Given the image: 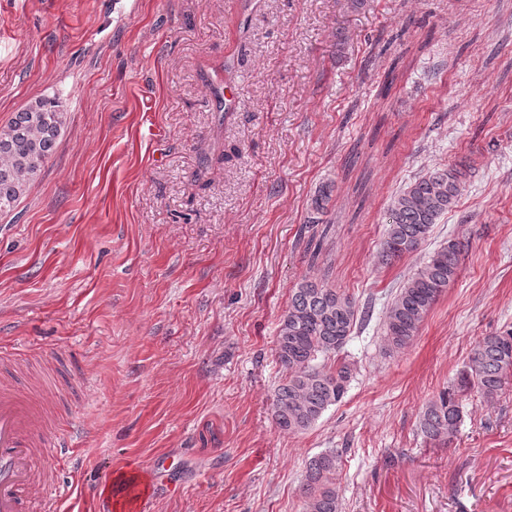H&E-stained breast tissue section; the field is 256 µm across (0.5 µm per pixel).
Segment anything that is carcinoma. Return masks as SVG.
<instances>
[{
	"label": "carcinoma",
	"instance_id": "obj_1",
	"mask_svg": "<svg viewBox=\"0 0 512 512\" xmlns=\"http://www.w3.org/2000/svg\"><path fill=\"white\" fill-rule=\"evenodd\" d=\"M67 123L56 97L39 98L0 125V214L15 210L41 177ZM467 168L460 164L433 169L394 196L387 213L379 260H399L416 251L434 224L456 206L463 194ZM464 242L450 239L428 257L393 298L383 325L387 353L406 348L426 316L455 282ZM362 318L351 296L310 277L291 289L288 309L276 334L275 355L288 371L272 401L276 426L290 433L312 428L339 403L352 379L346 362L326 367L319 360L338 353ZM512 379V328L483 337L468 365L448 388L422 409L418 430L427 439L450 444L462 423L460 397L476 391L494 400ZM341 454L332 448L309 459L303 489V512H342L337 481Z\"/></svg>",
	"mask_w": 512,
	"mask_h": 512
}]
</instances>
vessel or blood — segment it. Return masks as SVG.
I'll return each instance as SVG.
<instances>
[{
  "mask_svg": "<svg viewBox=\"0 0 512 512\" xmlns=\"http://www.w3.org/2000/svg\"><path fill=\"white\" fill-rule=\"evenodd\" d=\"M21 369L0 371V512H24L39 493L43 512H57L63 496L53 434L45 426V406Z\"/></svg>",
  "mask_w": 512,
  "mask_h": 512,
  "instance_id": "b4317fda",
  "label": "vessel or blood"
}]
</instances>
